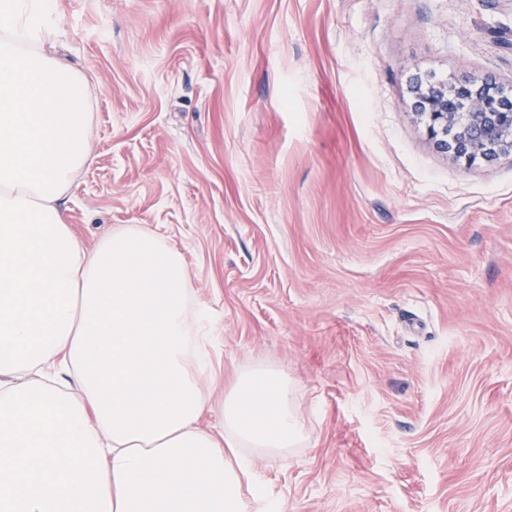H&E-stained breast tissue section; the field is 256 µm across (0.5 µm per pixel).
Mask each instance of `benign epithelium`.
I'll return each instance as SVG.
<instances>
[{
	"label": "benign epithelium",
	"instance_id": "obj_1",
	"mask_svg": "<svg viewBox=\"0 0 512 512\" xmlns=\"http://www.w3.org/2000/svg\"><path fill=\"white\" fill-rule=\"evenodd\" d=\"M411 95L439 151L467 164L512 154V98L497 88L470 79L426 88L418 81Z\"/></svg>",
	"mask_w": 512,
	"mask_h": 512
}]
</instances>
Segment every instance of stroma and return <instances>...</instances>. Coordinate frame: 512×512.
Returning <instances> with one entry per match:
<instances>
[{"label": "stroma", "mask_w": 512, "mask_h": 512, "mask_svg": "<svg viewBox=\"0 0 512 512\" xmlns=\"http://www.w3.org/2000/svg\"><path fill=\"white\" fill-rule=\"evenodd\" d=\"M95 86L65 219L143 224L208 308L206 376L277 368L286 512H512V157L465 164L413 78L512 85V0H57Z\"/></svg>", "instance_id": "obj_1"}]
</instances>
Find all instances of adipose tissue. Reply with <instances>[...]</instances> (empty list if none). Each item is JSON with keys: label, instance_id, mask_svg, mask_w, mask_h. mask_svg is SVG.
<instances>
[{"label": "adipose tissue", "instance_id": "adipose-tissue-1", "mask_svg": "<svg viewBox=\"0 0 512 512\" xmlns=\"http://www.w3.org/2000/svg\"><path fill=\"white\" fill-rule=\"evenodd\" d=\"M55 0H0V512H282L251 451L304 437L287 373H239L202 427L211 315L137 225L86 248L64 218L91 156L89 83Z\"/></svg>", "mask_w": 512, "mask_h": 512}]
</instances>
